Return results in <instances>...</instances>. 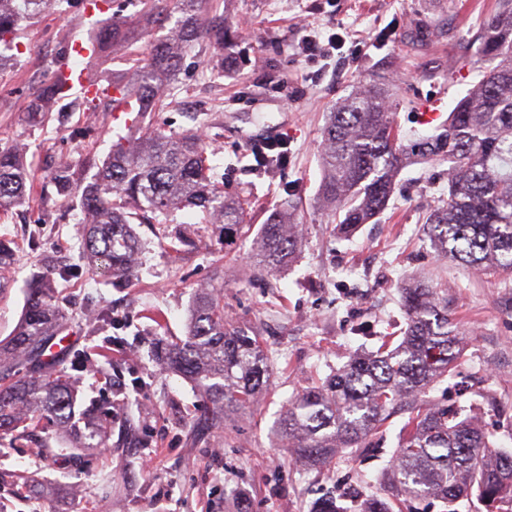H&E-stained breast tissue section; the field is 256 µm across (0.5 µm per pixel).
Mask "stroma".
I'll use <instances>...</instances> for the list:
<instances>
[{
  "instance_id": "obj_1",
  "label": "stroma",
  "mask_w": 512,
  "mask_h": 512,
  "mask_svg": "<svg viewBox=\"0 0 512 512\" xmlns=\"http://www.w3.org/2000/svg\"><path fill=\"white\" fill-rule=\"evenodd\" d=\"M82 0H60L24 23L10 67L0 74V140L19 144L32 174L22 204L0 217V238L12 241L15 263L0 282V340L20 318L31 277L54 268L63 290L80 396L104 398L115 414L135 411L137 437L113 435L111 448L80 459L44 460L37 441L0 433V472H25L34 488L17 497L0 485V512H312L316 502L345 493H379L398 443L394 414L368 448H348L335 465L301 466L279 439V423L301 388L322 383L381 337L406 326L403 290L413 281L439 288L466 336L452 374L427 393L430 403L467 405L493 399L485 425L495 445L512 448V274L478 272L442 258L426 234L427 215L448 200V164H411L395 177L387 208L348 238L340 237L318 202L322 132L356 86L392 84L403 133L429 135L427 115H448L482 77L472 37L496 0H220L237 36L230 56L186 47L158 109L145 123L175 133L200 132L210 175L230 195L247 199L245 227L225 240L224 227L193 209L169 223L138 224V273L116 288L79 260L78 201L59 195L53 175L70 161L91 182L127 128L104 101L85 105L70 95L62 119L32 113L36 89L59 56L81 69L85 59L62 53L70 39H89L108 25L116 6L101 0L94 18ZM338 35L356 52L344 62L310 61L303 36ZM288 143L285 166L256 167L252 150ZM294 208L302 246L272 275L249 255L273 212ZM187 244L167 246L176 236ZM224 280V316L260 336L273 365L257 404L232 414L224 429L202 433L194 415L203 404L189 380L160 368L153 345L185 333L195 289ZM106 309L116 327L90 308ZM125 345L98 356L109 336ZM110 383L98 380L101 368Z\"/></svg>"
}]
</instances>
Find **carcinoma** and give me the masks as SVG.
Segmentation results:
<instances>
[{"label": "carcinoma", "instance_id": "1", "mask_svg": "<svg viewBox=\"0 0 512 512\" xmlns=\"http://www.w3.org/2000/svg\"><path fill=\"white\" fill-rule=\"evenodd\" d=\"M53 0H0V73L21 23ZM207 0H173L180 19L174 32L152 45L146 62H136L128 81L118 82L117 102L135 104L129 135L112 143L108 160L83 186L71 165L54 180L66 198L79 199L82 251L91 267L108 278L137 276L138 248L132 224L167 221L175 210L196 208L212 223L231 230L243 224L245 202L224 196L212 181L206 145L195 132L168 134L142 125V113L157 105L177 71L182 48L208 41L224 49V16L206 10ZM168 19L165 6L138 16L112 13V41L140 38ZM488 63L475 88L448 114L440 132L404 143L394 121L393 100L384 82L360 85L330 113L323 130L319 193L333 206L331 223L345 234L369 223L387 206L393 178L413 162H448V203L427 218L438 252L463 266L512 273V0H498L474 36ZM67 98L55 69L35 94L34 114L49 118ZM256 165L285 163L279 149L264 148ZM28 174L21 151L0 148V215L22 202ZM301 246L294 213L270 215L252 252L257 267L276 272ZM66 274L48 268L25 289L13 335L0 340V431L16 439L41 436L45 458L75 448H107L112 413L102 405L80 408L69 372L70 349L60 347L66 312L59 281ZM407 327L402 341L382 343L354 358L318 386L302 389L280 424L283 447L304 465L329 467L345 448H361L394 411L407 415L381 493L359 504L358 512H394L400 497H429L445 512L476 495L485 512L512 507V448H498L475 416L419 402L425 390L448 374L464 345L448 302L435 288L415 283L403 290ZM161 366L203 391L209 409L197 420L204 430L221 429L228 412L254 404L271 367L257 336L224 319V283L196 290L185 335L165 347ZM68 437L53 447L49 428ZM16 492L30 489L22 472L0 473Z\"/></svg>", "mask_w": 512, "mask_h": 512}]
</instances>
